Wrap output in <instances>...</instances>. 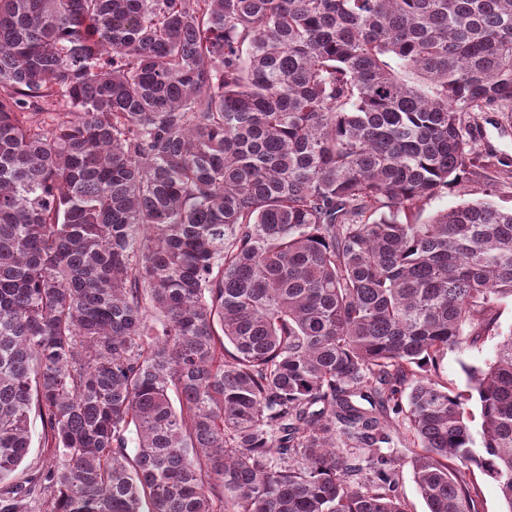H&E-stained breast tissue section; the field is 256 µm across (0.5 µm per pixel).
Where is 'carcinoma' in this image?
<instances>
[{
  "label": "carcinoma",
  "mask_w": 512,
  "mask_h": 512,
  "mask_svg": "<svg viewBox=\"0 0 512 512\" xmlns=\"http://www.w3.org/2000/svg\"><path fill=\"white\" fill-rule=\"evenodd\" d=\"M510 107L512 0H0V512H512ZM476 147L485 154L493 153L497 159L512 162V112H485L475 132ZM486 182L483 178H476L462 187L448 192V194L429 200L425 205L423 218L428 219L432 214L454 206L463 199L475 200L484 198V191L488 188ZM497 340L496 337L482 336L474 343L469 340L461 347L448 351L439 361L434 379L442 384L448 383V387L455 392L466 394V376L461 370V362L475 366L484 365V362L492 357ZM41 433V423L38 420L33 423V437L34 445L30 448L28 455L24 462L14 474V476L8 480V483L0 484V492L8 489L13 485H28L27 482L35 476L41 469L49 465L50 454L47 448L39 447L38 436ZM394 440L397 447L404 452V462L400 472L399 491L404 499L406 510L408 512H427L428 508L416 490L410 464V460L415 453L421 452V444L412 434L408 422L401 420V418L394 432ZM404 444L409 448H403ZM472 478L479 486V497L477 498L476 510L478 512H500L503 510V503L498 487L488 480L478 470H474Z\"/></svg>",
  "instance_id": "obj_1"
}]
</instances>
